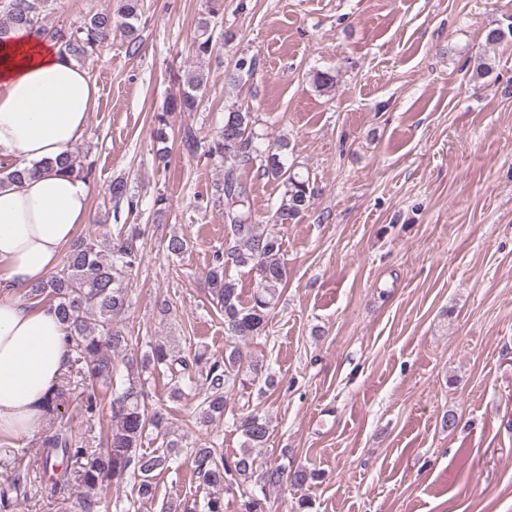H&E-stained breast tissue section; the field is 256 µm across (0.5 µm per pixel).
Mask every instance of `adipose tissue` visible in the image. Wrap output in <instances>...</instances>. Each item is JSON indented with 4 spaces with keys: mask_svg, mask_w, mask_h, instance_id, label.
Here are the masks:
<instances>
[{
    "mask_svg": "<svg viewBox=\"0 0 512 512\" xmlns=\"http://www.w3.org/2000/svg\"><path fill=\"white\" fill-rule=\"evenodd\" d=\"M97 89L85 68L23 27L0 35V161L29 169L0 187V435L38 425L68 362V332L54 309L18 301L59 266L91 216L84 180L35 164L70 156Z\"/></svg>",
    "mask_w": 512,
    "mask_h": 512,
    "instance_id": "adipose-tissue-1",
    "label": "adipose tissue"
}]
</instances>
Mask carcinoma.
I'll list each match as a JSON object with an SVG mask.
<instances>
[{"label":"carcinoma","mask_w":512,"mask_h":512,"mask_svg":"<svg viewBox=\"0 0 512 512\" xmlns=\"http://www.w3.org/2000/svg\"><path fill=\"white\" fill-rule=\"evenodd\" d=\"M44 8L45 0H0V32L14 26L39 30L78 63L100 53L117 32L131 43L138 39L136 23L141 0H124L118 16L97 12L77 26L43 24ZM213 17L215 12L211 11L198 21L193 46L200 55L213 50ZM204 86L201 74H188L182 91L167 99L162 112L155 116L153 137L159 144L158 162L167 160L169 114L197 111ZM287 146L283 139L265 141L256 129L254 114L231 106L224 113V124L218 135L204 150V154L224 166V181L217 185L216 192L227 205L225 221L231 246L226 255H216L207 282L212 299L224 312V325L233 340L253 339L266 332L271 310L280 295L279 288L286 284L281 239L253 215L249 190L238 176V167L255 161L265 174L281 182L284 191L272 221L284 225L307 210L312 197L309 178L294 172V166L284 160L283 150ZM39 168L59 169L85 180L93 174V163L77 152L57 162L44 161ZM26 174L25 169L1 165L0 186L20 184ZM108 192L119 202L127 201L128 211L139 208V201L129 195L124 180L112 181ZM140 236L137 225L119 224L115 233L103 234L101 243L92 237L79 239L67 251L61 269L27 291L28 299L47 300L55 306L60 320L69 329V360L84 364L89 380L112 381L118 359L127 372L122 388L113 392L109 402L112 429L105 447L85 448L62 426L45 439L41 455L43 470L57 474L55 484L58 485L69 475L65 463L79 466L81 512H96L97 494L111 478L129 479L136 491V497L127 502L115 500L114 512H132L136 501L154 497L155 477L169 470L184 448L182 437L172 430L168 417L160 411H149L146 402L148 379L161 377L166 380L174 401L196 393L201 422L226 416L244 437L243 448L232 458L224 456L223 449L211 439L193 446L190 453L193 473L200 482L219 487L221 491L209 495L201 507L195 501L172 498L165 503L164 512H224L223 493L235 488L241 490L239 512H265L266 497L246 488L251 481L259 486V492L289 482L302 491L295 512H310L312 501L303 490L318 481L320 473L302 467L288 469L281 464L257 469L253 451L267 442L268 422L256 411L237 413L227 408V397L235 392L260 383L268 388L275 386L274 378L262 362L246 357L237 344L225 346L220 355L206 349L183 355L161 340L148 342L147 353L140 357L128 351L132 337L117 326V320L129 307V283L141 264L137 246ZM226 258L257 272L258 283L246 305L241 301L236 282L224 272ZM153 435L161 438V445L151 451L143 449L145 441Z\"/></svg>","instance_id":"obj_1"}]
</instances>
